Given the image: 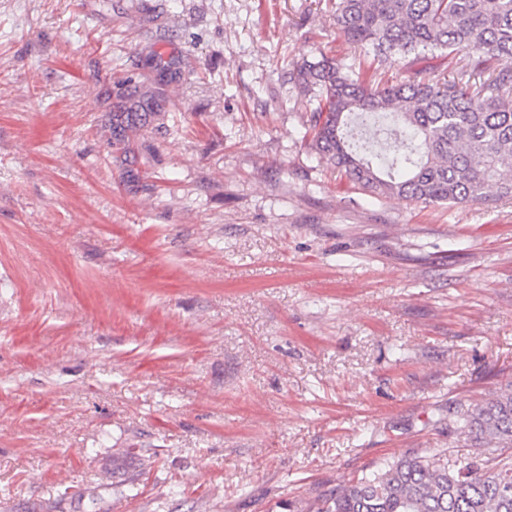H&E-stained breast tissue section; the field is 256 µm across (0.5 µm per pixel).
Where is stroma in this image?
<instances>
[{"mask_svg": "<svg viewBox=\"0 0 512 512\" xmlns=\"http://www.w3.org/2000/svg\"><path fill=\"white\" fill-rule=\"evenodd\" d=\"M327 0H0V512H308L512 384V199L353 186L290 79ZM172 62L175 82L152 68ZM172 104L112 151L118 77Z\"/></svg>", "mask_w": 512, "mask_h": 512, "instance_id": "35a3bbf8", "label": "stroma"}]
</instances>
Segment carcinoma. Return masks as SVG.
Wrapping results in <instances>:
<instances>
[{
    "mask_svg": "<svg viewBox=\"0 0 512 512\" xmlns=\"http://www.w3.org/2000/svg\"><path fill=\"white\" fill-rule=\"evenodd\" d=\"M336 27L376 56L447 57L457 77L441 85L413 77L364 84L323 56L293 67L315 102L308 132L330 166L378 196L425 205L489 204L512 197V0H330ZM163 110L135 92L112 113V145ZM475 448L462 463L443 450L390 459L317 498L316 512H512V389L455 411Z\"/></svg>",
    "mask_w": 512,
    "mask_h": 512,
    "instance_id": "carcinoma-1",
    "label": "carcinoma"
}]
</instances>
